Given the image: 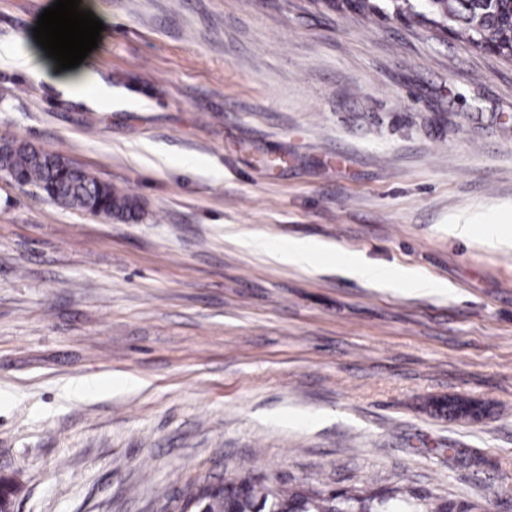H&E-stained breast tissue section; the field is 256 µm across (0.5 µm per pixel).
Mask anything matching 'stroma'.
<instances>
[{"mask_svg":"<svg viewBox=\"0 0 512 512\" xmlns=\"http://www.w3.org/2000/svg\"><path fill=\"white\" fill-rule=\"evenodd\" d=\"M53 2L0 0V138L140 210L0 173L13 512H159L247 472L512 512V236L479 231L512 226V62L393 0H81L112 97L74 98L33 36ZM249 236L334 252L305 270ZM349 253L382 281L338 274ZM404 269L440 292L390 285ZM2 152L8 161L7 176L34 186L58 203L106 217H131L138 208L135 197L120 193L61 154L15 145H0Z\"/></svg>","mask_w":512,"mask_h":512,"instance_id":"1","label":"stroma"}]
</instances>
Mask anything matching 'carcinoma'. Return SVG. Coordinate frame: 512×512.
Wrapping results in <instances>:
<instances>
[{
    "label": "carcinoma",
    "instance_id": "carcinoma-1",
    "mask_svg": "<svg viewBox=\"0 0 512 512\" xmlns=\"http://www.w3.org/2000/svg\"><path fill=\"white\" fill-rule=\"evenodd\" d=\"M415 15L434 14L450 31L474 48L492 44L497 54L512 61V4L501 0H418ZM8 161L7 176L32 185L58 203L92 215L127 218L138 208L137 199L122 194L58 153L24 146L0 145ZM448 512V503L430 494L401 487L376 491L328 493L298 486L286 488L268 479L258 484L245 475L227 483L204 481L184 494L179 512Z\"/></svg>",
    "mask_w": 512,
    "mask_h": 512
}]
</instances>
